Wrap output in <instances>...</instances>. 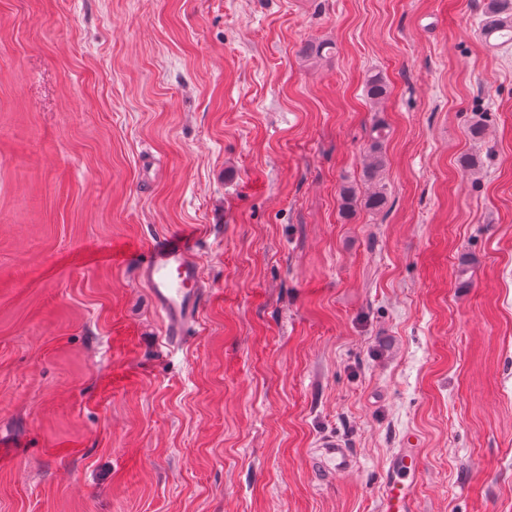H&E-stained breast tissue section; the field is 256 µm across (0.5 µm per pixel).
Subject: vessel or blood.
<instances>
[{
    "instance_id": "obj_1",
    "label": "vessel or blood",
    "mask_w": 512,
    "mask_h": 512,
    "mask_svg": "<svg viewBox=\"0 0 512 512\" xmlns=\"http://www.w3.org/2000/svg\"><path fill=\"white\" fill-rule=\"evenodd\" d=\"M134 263L165 320L171 346H179L209 294L194 241L181 232L162 235L137 253ZM422 473V451L414 440H407L384 471L381 512H418L416 490Z\"/></svg>"
}]
</instances>
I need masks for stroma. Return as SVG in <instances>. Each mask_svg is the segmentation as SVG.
<instances>
[{"mask_svg": "<svg viewBox=\"0 0 512 512\" xmlns=\"http://www.w3.org/2000/svg\"><path fill=\"white\" fill-rule=\"evenodd\" d=\"M476 3L0 0V512H381L410 435L419 512H512V46ZM376 122L388 206L349 212ZM183 228L211 298L171 352L123 253Z\"/></svg>", "mask_w": 512, "mask_h": 512, "instance_id": "35a3bbf8", "label": "stroma"}]
</instances>
